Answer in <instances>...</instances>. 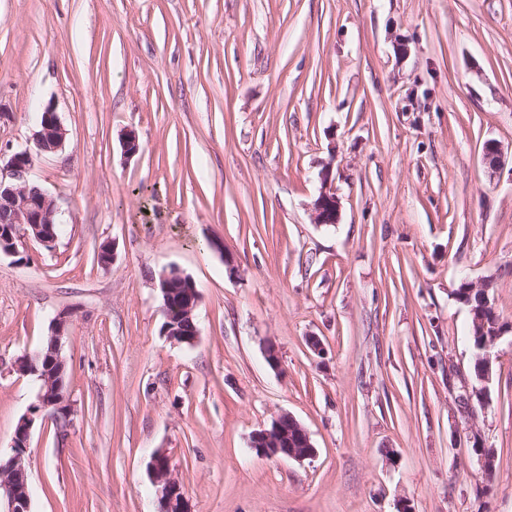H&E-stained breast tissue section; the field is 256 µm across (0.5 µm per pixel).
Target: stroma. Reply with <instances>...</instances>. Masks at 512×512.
<instances>
[{"label":"stroma","instance_id":"35a3bbf8","mask_svg":"<svg viewBox=\"0 0 512 512\" xmlns=\"http://www.w3.org/2000/svg\"><path fill=\"white\" fill-rule=\"evenodd\" d=\"M0 152L60 223L0 253L1 460L39 389L17 360L70 319L31 512H158L159 450L189 512H512V333L484 406L448 386L474 354L461 280L512 325V0H0ZM173 269L191 345L162 328ZM284 414L315 456L251 448ZM44 113H46V118L44 122L39 125V129L34 133V139L40 150L54 152L63 147L66 140V131L59 122L55 110L52 107L48 106L44 108L40 120L44 118ZM46 143L48 144V148L45 147ZM339 198L336 194V187L328 180V176L323 178L322 186L318 197L314 201V220L318 224H334L338 220ZM182 277L177 271H170L160 276L159 289L163 298V310L167 323H171L173 314L178 311L179 305L175 304L171 298V291L176 280ZM185 289L186 291L183 293L182 297V306L188 310L189 314H191L197 307L199 301V292L196 288ZM178 326L181 329L183 335L187 336L188 338L193 337L194 330L197 327L194 312L191 318L180 321Z\"/></svg>","mask_w":512,"mask_h":512}]
</instances>
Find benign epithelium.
<instances>
[{
    "mask_svg": "<svg viewBox=\"0 0 512 512\" xmlns=\"http://www.w3.org/2000/svg\"><path fill=\"white\" fill-rule=\"evenodd\" d=\"M46 118L34 133V139L40 150L54 152L61 149L66 140V130L58 120L55 110L44 108ZM32 165L31 155L26 152L13 154L7 162L0 164V211L10 216L8 223L26 225L27 235L33 237L45 248L55 245L56 237L44 229V225L53 223L57 216L55 201L46 192L36 197L29 191V172ZM314 220L317 224H335L338 220L339 201L336 187L328 178H323L318 197L313 204ZM182 277L177 271H170L160 276L159 289L163 298V310L166 321H171L179 307L188 312L195 311L199 292L188 288L183 293L182 305H177L171 298V291L176 280ZM69 319L66 314L55 318L51 328V346L49 352L42 350L33 354H25L17 360V370L29 375L39 373L38 364L61 362L59 350L61 337L68 331ZM65 395L60 389H52L51 384L37 394L36 403L29 409L18 423L14 433L12 448L14 454L5 462L0 461V490L7 498V512H30V496L26 483L18 479L25 472L24 455L35 422L53 413L67 416ZM251 447L261 456L305 459L315 454L310 437L306 430L294 419L283 415L275 419L271 426L263 428L252 437ZM151 480L159 501V512H187L183 489L170 470L168 455L158 451L149 463Z\"/></svg>",
    "mask_w": 512,
    "mask_h": 512,
    "instance_id": "1",
    "label": "benign epithelium"
}]
</instances>
